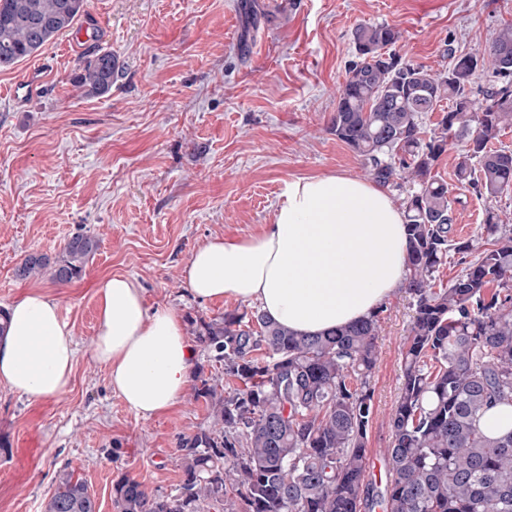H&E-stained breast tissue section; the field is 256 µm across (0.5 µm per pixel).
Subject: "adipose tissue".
<instances>
[{
  "label": "adipose tissue",
  "mask_w": 512,
  "mask_h": 512,
  "mask_svg": "<svg viewBox=\"0 0 512 512\" xmlns=\"http://www.w3.org/2000/svg\"><path fill=\"white\" fill-rule=\"evenodd\" d=\"M407 244L403 212L382 186L343 174L298 177L271 224L207 241L184 277L198 298L255 301L273 323L314 334L367 317L402 288ZM95 293L94 356L112 390L143 419L174 407L195 357L180 314L148 308L142 288L122 275L99 279ZM76 353L57 300L26 291L0 333V385L55 399L71 385Z\"/></svg>",
  "instance_id": "adipose-tissue-1"
}]
</instances>
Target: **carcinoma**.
Here are the masks:
<instances>
[{
  "instance_id": "obj_1",
  "label": "carcinoma",
  "mask_w": 512,
  "mask_h": 512,
  "mask_svg": "<svg viewBox=\"0 0 512 512\" xmlns=\"http://www.w3.org/2000/svg\"><path fill=\"white\" fill-rule=\"evenodd\" d=\"M87 5L0 0V68L72 28ZM30 16L48 25L35 32ZM399 39L389 25L355 28L357 61L330 124L376 182L403 178L418 186L403 201L404 289L413 316L401 395L389 417L384 489L366 480L365 448L380 311L300 336L255 310L191 322L236 387L226 391L206 379L195 387L210 425L183 439L179 485L150 496L121 477L113 484L114 512H512V430L488 436L480 427L491 409L512 407V225L489 210L482 244L456 237L448 184L432 175L453 149L458 183L491 197L512 189V150L491 147L512 124V24L496 30L484 51L453 54L440 72L404 61L394 50ZM487 69L494 83L479 101L473 78ZM115 70L114 55L100 52L76 87L104 96ZM445 98L448 110L426 139L422 116ZM96 247L92 237L75 235L54 259L27 255L16 274L48 271L53 281L70 282ZM451 250L466 267L437 290L435 273ZM44 512L99 508L87 484L65 472Z\"/></svg>"
}]
</instances>
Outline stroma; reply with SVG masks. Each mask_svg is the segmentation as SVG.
Segmentation results:
<instances>
[{
  "label": "stroma",
  "mask_w": 512,
  "mask_h": 512,
  "mask_svg": "<svg viewBox=\"0 0 512 512\" xmlns=\"http://www.w3.org/2000/svg\"><path fill=\"white\" fill-rule=\"evenodd\" d=\"M87 10L83 32H64L0 69V308L42 289L78 345L59 398L35 402L0 386V512H42L63 470L87 483L100 512H113L119 476L151 496L179 484V443L208 425V412L191 386L174 410L151 419L126 407L92 353L95 284L132 277L149 305L187 322L255 310L196 299L184 267L207 240L272 223L294 178L369 180L329 130L357 25L395 27L398 54L441 71L449 50L484 49L512 23V0H88ZM100 50L120 55L125 69L110 94L81 95L74 79ZM35 66L43 89L16 99L17 78ZM454 165L447 152L434 173L452 185L458 237H480L487 209L512 219V191L490 198L455 184ZM77 234L98 242L79 278H17L27 254L58 257ZM412 316L405 291L382 305L366 436L377 485L386 481Z\"/></svg>",
  "instance_id": "1"
}]
</instances>
